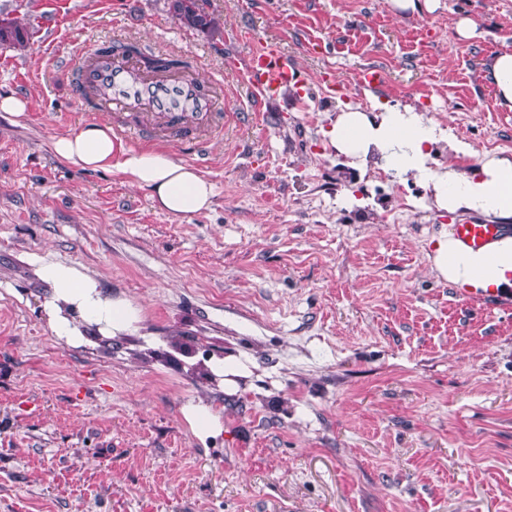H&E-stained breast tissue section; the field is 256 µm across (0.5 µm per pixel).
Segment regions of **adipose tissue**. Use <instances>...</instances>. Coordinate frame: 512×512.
<instances>
[{"mask_svg":"<svg viewBox=\"0 0 512 512\" xmlns=\"http://www.w3.org/2000/svg\"><path fill=\"white\" fill-rule=\"evenodd\" d=\"M327 136L337 155L345 157L351 166L381 169L397 183L412 177L420 179L437 209L450 213L468 210L505 224L512 222V157L486 153L475 169L461 171L451 166L432 171L429 161L435 143L447 142L457 154L469 155L473 149L415 106L392 108L378 103L366 111L343 105ZM53 149L83 169L118 170L132 184L145 189L157 207L167 213L196 214L211 205L213 186L202 173L165 152L124 148L108 125L83 126L56 138ZM433 264L451 285L497 297L512 288V234L502 235L479 251L451 236L440 239L434 245ZM39 275L56 290L50 314L61 338L70 340L75 336L64 315L68 309L116 334L137 319L133 307L102 296L97 283L73 267L50 263L40 267Z\"/></svg>","mask_w":512,"mask_h":512,"instance_id":"obj_1","label":"adipose tissue"}]
</instances>
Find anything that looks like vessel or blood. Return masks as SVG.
Listing matches in <instances>:
<instances>
[{"instance_id": "1", "label": "vessel or blood", "mask_w": 512, "mask_h": 512, "mask_svg": "<svg viewBox=\"0 0 512 512\" xmlns=\"http://www.w3.org/2000/svg\"><path fill=\"white\" fill-rule=\"evenodd\" d=\"M246 74L250 104L256 110L287 90L305 93L296 69L273 42L251 54ZM74 85L89 114L125 115L115 134L135 136L147 145L185 146L200 165L207 161L211 134L224 123L218 109L224 99L223 82L181 66L147 64L144 56L126 54L114 43L79 53ZM502 232V225L474 221L453 227L454 238L474 250L487 248Z\"/></svg>"}]
</instances>
